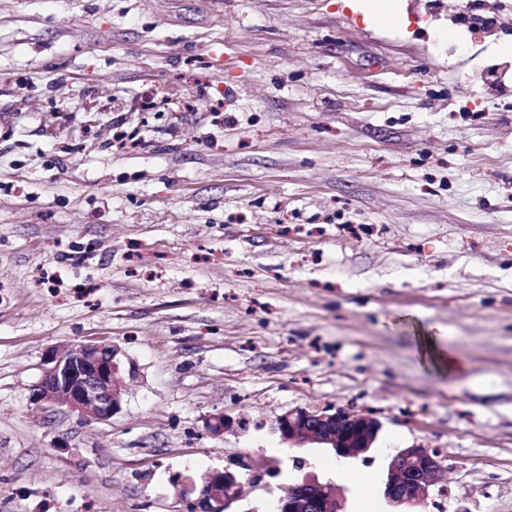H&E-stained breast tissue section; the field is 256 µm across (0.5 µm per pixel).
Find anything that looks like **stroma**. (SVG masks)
<instances>
[{
  "label": "stroma",
  "instance_id": "35a3bbf8",
  "mask_svg": "<svg viewBox=\"0 0 512 512\" xmlns=\"http://www.w3.org/2000/svg\"><path fill=\"white\" fill-rule=\"evenodd\" d=\"M0 0V512H190L229 468L276 512L295 460L393 512H512V0ZM465 364L424 366L406 323ZM116 346L119 411L36 400L45 352ZM374 448H291L294 408ZM233 420L224 434L212 417ZM275 428L291 448H307L308 444L330 448L337 457L355 459L375 444L382 423L371 413L350 409H290L279 415ZM443 472L441 460L428 448H406L388 464L383 495L396 506L417 504L442 483Z\"/></svg>",
  "mask_w": 512,
  "mask_h": 512
}]
</instances>
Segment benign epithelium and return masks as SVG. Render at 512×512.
<instances>
[{"instance_id":"obj_1","label":"benign epithelium","mask_w":512,"mask_h":512,"mask_svg":"<svg viewBox=\"0 0 512 512\" xmlns=\"http://www.w3.org/2000/svg\"><path fill=\"white\" fill-rule=\"evenodd\" d=\"M125 388L118 349L104 343L77 347H53L43 359L36 399L59 404L90 421H106L120 409ZM275 428L291 448L317 444L337 457L355 459L375 444L382 423L374 415L350 409H290L279 415ZM443 465L427 448H406L394 455L387 469L383 495L396 506L417 504L443 481ZM190 491H199L197 512H213L212 489H224V502L238 498L241 482L236 471L226 468L205 476L201 489L191 479L181 480ZM277 512H343V498L330 481L314 474L298 479L293 491L279 500Z\"/></svg>"}]
</instances>
